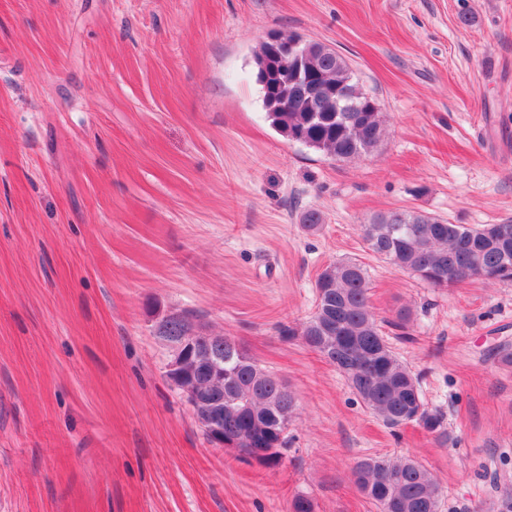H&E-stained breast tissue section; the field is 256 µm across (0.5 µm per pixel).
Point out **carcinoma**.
Returning a JSON list of instances; mask_svg holds the SVG:
<instances>
[{
  "label": "carcinoma",
  "instance_id": "1",
  "mask_svg": "<svg viewBox=\"0 0 512 512\" xmlns=\"http://www.w3.org/2000/svg\"><path fill=\"white\" fill-rule=\"evenodd\" d=\"M263 40L255 53L257 79L272 125L288 140L341 162L372 154L386 139L376 100L359 86L349 64L332 48L303 40V76L296 77L286 42ZM506 224H454L420 211L395 209L361 225L369 250L435 288L467 281L487 286L512 282V235ZM370 279L357 259L332 262L315 281L316 306L299 335L346 378L365 407L390 427L416 423L445 444L442 417L425 407L417 379L385 340L369 305ZM191 320L173 315L165 334L183 335ZM197 345L227 361L224 389L212 391L224 422V439L255 435L269 451L263 464L275 465L287 445L296 400L226 336L198 333ZM358 488L377 512H440L442 492L433 473L414 459L369 457L356 463Z\"/></svg>",
  "mask_w": 512,
  "mask_h": 512
}]
</instances>
